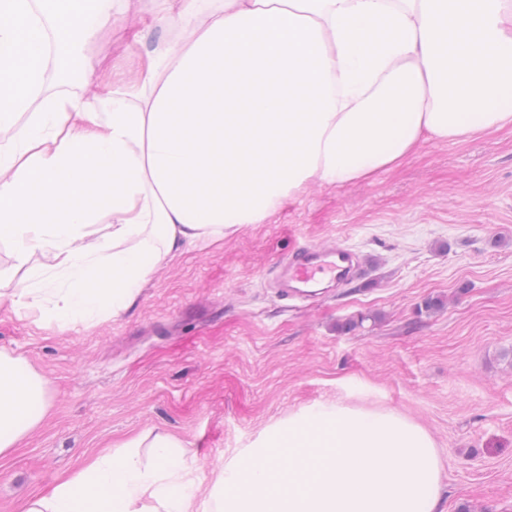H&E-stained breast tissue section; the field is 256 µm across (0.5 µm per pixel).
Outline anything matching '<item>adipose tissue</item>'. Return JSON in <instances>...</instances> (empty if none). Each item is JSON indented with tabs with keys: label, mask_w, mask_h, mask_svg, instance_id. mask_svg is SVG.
<instances>
[{
	"label": "adipose tissue",
	"mask_w": 512,
	"mask_h": 512,
	"mask_svg": "<svg viewBox=\"0 0 512 512\" xmlns=\"http://www.w3.org/2000/svg\"><path fill=\"white\" fill-rule=\"evenodd\" d=\"M128 2L0 0V299L61 330L121 315L164 260L308 183L371 178L426 136L512 127V0H162L179 35L136 89L83 94L81 50ZM48 408L39 374L0 351V455ZM441 468L418 423L336 401L225 461L208 502L185 443L158 434L24 512H438Z\"/></svg>",
	"instance_id": "obj_1"
}]
</instances>
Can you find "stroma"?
<instances>
[{
    "label": "stroma",
    "mask_w": 512,
    "mask_h": 512,
    "mask_svg": "<svg viewBox=\"0 0 512 512\" xmlns=\"http://www.w3.org/2000/svg\"><path fill=\"white\" fill-rule=\"evenodd\" d=\"M159 8L132 0L99 34L93 89L132 81L171 38ZM333 242L363 259V280L283 299L279 264ZM431 297L440 308L425 309ZM0 351L51 399L0 457V512L148 433L187 443L204 497L269 427L336 400L426 429L443 460L442 512H512V131L426 139L371 179L308 184L262 223L165 262L95 327L60 332L2 305Z\"/></svg>",
    "instance_id": "1"
}]
</instances>
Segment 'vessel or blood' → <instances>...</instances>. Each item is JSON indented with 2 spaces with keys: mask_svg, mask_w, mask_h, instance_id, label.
Here are the masks:
<instances>
[{
  "mask_svg": "<svg viewBox=\"0 0 512 512\" xmlns=\"http://www.w3.org/2000/svg\"><path fill=\"white\" fill-rule=\"evenodd\" d=\"M360 264L354 253L332 244L312 246L291 255L285 268L292 293H300L310 282L323 277L344 281L359 271Z\"/></svg>",
  "mask_w": 512,
  "mask_h": 512,
  "instance_id": "obj_1",
  "label": "vessel or blood"
}]
</instances>
